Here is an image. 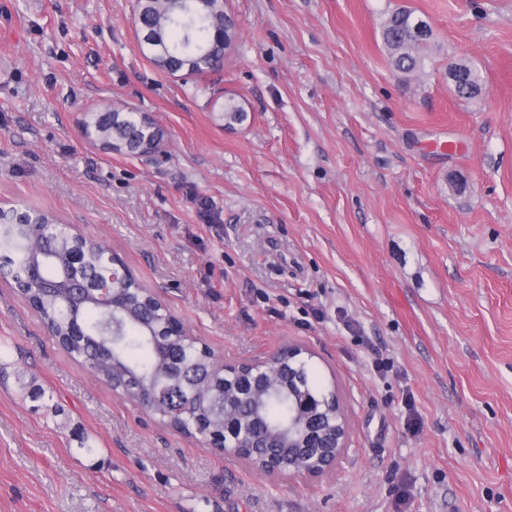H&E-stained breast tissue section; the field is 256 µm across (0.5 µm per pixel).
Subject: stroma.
Listing matches in <instances>:
<instances>
[{
    "mask_svg": "<svg viewBox=\"0 0 512 512\" xmlns=\"http://www.w3.org/2000/svg\"><path fill=\"white\" fill-rule=\"evenodd\" d=\"M401 7L434 31L410 74L380 38ZM225 8L223 70L186 80L138 51L135 0H0V207L105 241L226 359L310 349L348 450L269 480L113 393L0 281V512H512V0ZM111 105L160 157L82 140ZM467 64L468 63H466L464 60L456 61L448 72V80L451 82L453 87L456 88L454 90L459 98L464 100H475L478 99L477 97L479 96L473 94L470 91L458 90V88H465L467 90L473 89L474 84L472 83V77L468 66L473 72L474 83L476 86L481 87L482 89L484 88V80L481 72L473 65L470 64V66L468 64L467 66Z\"/></svg>",
    "mask_w": 512,
    "mask_h": 512,
    "instance_id": "35a3bbf8",
    "label": "stroma"
}]
</instances>
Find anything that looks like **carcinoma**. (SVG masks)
Masks as SVG:
<instances>
[{"label":"carcinoma","instance_id":"obj_1","mask_svg":"<svg viewBox=\"0 0 512 512\" xmlns=\"http://www.w3.org/2000/svg\"><path fill=\"white\" fill-rule=\"evenodd\" d=\"M140 52L163 72L203 77L224 67V35L238 37L232 16L220 0H158L152 6L138 3ZM417 16L399 9L386 19L383 43L394 69L412 73L424 61L423 51L433 32L414 33ZM242 105L224 100L220 119L230 127L245 120ZM85 142L104 152L139 157L163 142L162 129L147 115L126 107L88 110L80 120ZM111 250L104 243L78 236L43 210L13 208L0 214V268L17 294L37 312L64 350L82 360L108 385L134 403L163 393L179 401L176 413L161 419L189 436H222L230 448L245 445L250 460L272 451L283 473L293 458L316 456L317 448L280 445L273 430L288 422L292 401L304 394L320 393L329 399L309 362L302 356L281 358L282 376L275 391L261 406L247 401L243 382L224 372L200 352L193 341L178 335L172 324L156 319L152 301L139 279L112 282ZM108 284L117 307L99 299L101 284ZM204 371L210 382L205 399L188 392L191 380L167 375L169 360ZM236 406L241 419L224 424V410Z\"/></svg>","mask_w":512,"mask_h":512}]
</instances>
